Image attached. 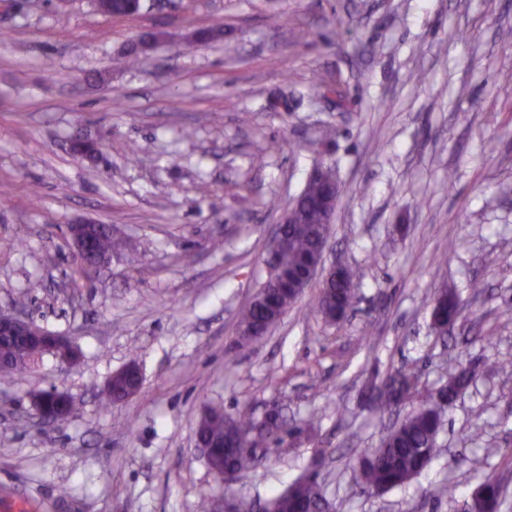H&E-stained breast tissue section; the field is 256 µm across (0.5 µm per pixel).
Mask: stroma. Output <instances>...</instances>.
<instances>
[{"label":"stroma","instance_id":"35a3bbf8","mask_svg":"<svg viewBox=\"0 0 512 512\" xmlns=\"http://www.w3.org/2000/svg\"><path fill=\"white\" fill-rule=\"evenodd\" d=\"M223 30L196 44L198 30ZM157 35L139 65L126 57ZM512 0H0V311L23 310L81 353L0 380V512H197L201 496L265 501L323 455L334 512H464L508 475L512 512ZM331 127L324 140L320 132ZM97 142L96 160L72 139ZM320 162L340 185L327 260L359 270L331 323L311 286L266 335L237 313L267 280V229ZM124 248L84 275L68 227ZM39 282L29 292L30 282ZM459 318L431 327L434 288ZM137 362L140 392L104 388ZM473 365L432 465L361 492L352 470L392 423L361 393L402 368L421 393ZM79 411L39 421L32 392ZM314 420L225 484L195 443L204 406ZM453 486L452 495L442 486Z\"/></svg>","mask_w":512,"mask_h":512}]
</instances>
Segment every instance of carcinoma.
Masks as SVG:
<instances>
[{
    "label": "carcinoma",
    "instance_id": "obj_1",
    "mask_svg": "<svg viewBox=\"0 0 512 512\" xmlns=\"http://www.w3.org/2000/svg\"><path fill=\"white\" fill-rule=\"evenodd\" d=\"M335 181L336 172L329 167L318 180L306 183L300 199L292 206L293 220L288 225L283 246L269 262V278L275 279L283 273L299 275L304 271L324 232V225L311 223L313 205L324 189ZM358 279L357 271L346 268L330 285L320 286L315 310L327 316L353 307L357 300ZM432 307L436 310L432 328L443 334L458 320L459 301L455 292L446 287L434 289ZM280 316L278 308L261 301L251 302L239 313V327L263 332ZM45 356L47 353L37 343L21 336H0V376L3 378L39 366ZM475 377L476 372L462 369L424 397L418 396L416 376L410 370L398 371L380 384L367 387L365 398L369 407L380 416L402 410L405 402L415 398L418 403L381 438L378 447L369 449L355 463L361 489L382 494L406 484L428 467L437 456V439L445 428L447 409ZM285 427L286 420L272 419L265 431L256 433L252 419L231 416L223 407L211 405L200 416L196 434L211 447L210 470L228 469L240 475L257 469L271 443L284 442ZM323 499L322 482L314 467L286 490L269 498L267 506L272 512H304L309 505ZM503 504L502 485L491 478L484 487L483 496L471 502V507L480 512H501Z\"/></svg>",
    "mask_w": 512,
    "mask_h": 512
}]
</instances>
